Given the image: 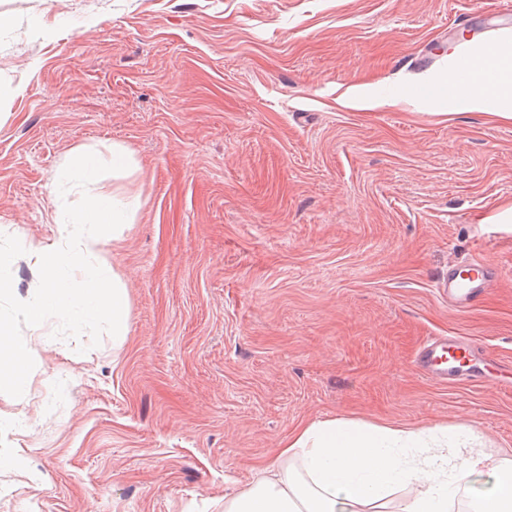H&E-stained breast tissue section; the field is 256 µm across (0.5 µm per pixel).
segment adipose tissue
<instances>
[{
  "label": "adipose tissue",
  "mask_w": 512,
  "mask_h": 512,
  "mask_svg": "<svg viewBox=\"0 0 512 512\" xmlns=\"http://www.w3.org/2000/svg\"><path fill=\"white\" fill-rule=\"evenodd\" d=\"M483 54L493 62L490 85L433 75V99L451 113L462 106L511 121L512 38ZM409 487L417 494L404 512H450L462 495L471 512H512V458L485 455L464 427L433 447L408 426L330 417L298 425L248 489L225 496L224 512H393L394 494Z\"/></svg>",
  "instance_id": "ef3b65f1"
}]
</instances>
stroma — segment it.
Here are the masks:
<instances>
[{
    "label": "stroma",
    "mask_w": 512,
    "mask_h": 512,
    "mask_svg": "<svg viewBox=\"0 0 512 512\" xmlns=\"http://www.w3.org/2000/svg\"><path fill=\"white\" fill-rule=\"evenodd\" d=\"M491 9L512 0H0V234L53 242L81 147L121 144L137 167L99 190L141 198L107 250L123 346L47 320L23 396L0 393V512H224L335 416L512 455V121L418 92L512 37ZM482 255L496 284L449 308V260ZM432 336L485 381L419 374Z\"/></svg>",
    "instance_id": "stroma-1"
}]
</instances>
